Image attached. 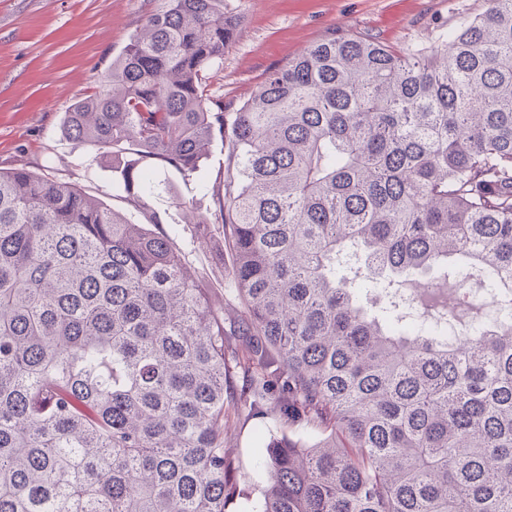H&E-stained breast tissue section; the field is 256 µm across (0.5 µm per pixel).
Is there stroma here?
Listing matches in <instances>:
<instances>
[{
	"label": "stroma",
	"mask_w": 512,
	"mask_h": 512,
	"mask_svg": "<svg viewBox=\"0 0 512 512\" xmlns=\"http://www.w3.org/2000/svg\"><path fill=\"white\" fill-rule=\"evenodd\" d=\"M242 16L223 62L209 72L211 95L231 106L248 100L267 72L297 57L330 30L365 35L404 49L426 44L460 19L482 14L487 0H228ZM154 8L153 0H0V168H27L76 184L107 207L143 223L129 209L112 161L63 133L66 112L98 90L113 59ZM228 145L214 141L191 176L155 168L151 209L178 232V245L216 306H223L230 259L220 237L196 235L195 215L218 208L213 188L224 177ZM274 418L230 421L226 448L239 466L249 501L225 512H259L265 476L257 468L262 441L288 435Z\"/></svg>",
	"instance_id": "35a3bbf8"
}]
</instances>
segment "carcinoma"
<instances>
[{
  "instance_id": "1",
  "label": "carcinoma",
  "mask_w": 512,
  "mask_h": 512,
  "mask_svg": "<svg viewBox=\"0 0 512 512\" xmlns=\"http://www.w3.org/2000/svg\"><path fill=\"white\" fill-rule=\"evenodd\" d=\"M154 2L63 125L146 223L0 169V512H225L229 415L268 412L261 512H512V0L404 50L333 29L231 112L241 16ZM218 138L239 352L145 202Z\"/></svg>"
}]
</instances>
